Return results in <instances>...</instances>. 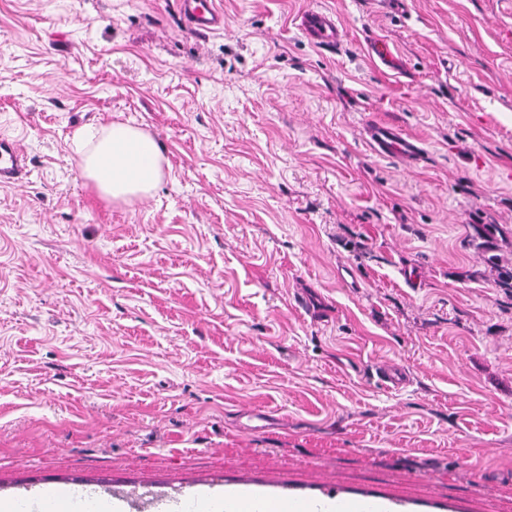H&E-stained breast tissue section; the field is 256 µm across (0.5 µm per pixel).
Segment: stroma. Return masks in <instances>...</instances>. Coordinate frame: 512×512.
<instances>
[{
	"label": "stroma",
	"instance_id": "obj_1",
	"mask_svg": "<svg viewBox=\"0 0 512 512\" xmlns=\"http://www.w3.org/2000/svg\"><path fill=\"white\" fill-rule=\"evenodd\" d=\"M216 5L0 0V498L512 512V0ZM114 122L163 149L147 199L81 174ZM180 9L199 33H209L224 27V15L214 0H180ZM305 28L308 34L320 44L331 45L336 39V44L340 39V31L336 22L329 16L314 13L305 19ZM370 135L374 150L382 155L393 153L405 158H415L421 151L416 141L401 136L389 127L374 128ZM26 160L13 140L0 136V184H15L26 169Z\"/></svg>",
	"mask_w": 512,
	"mask_h": 512
}]
</instances>
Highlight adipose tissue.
<instances>
[{"label":"adipose tissue","mask_w":512,"mask_h":512,"mask_svg":"<svg viewBox=\"0 0 512 512\" xmlns=\"http://www.w3.org/2000/svg\"><path fill=\"white\" fill-rule=\"evenodd\" d=\"M83 177L111 202L149 197L164 175L166 162L158 141L126 123L84 128L76 133Z\"/></svg>","instance_id":"1"}]
</instances>
